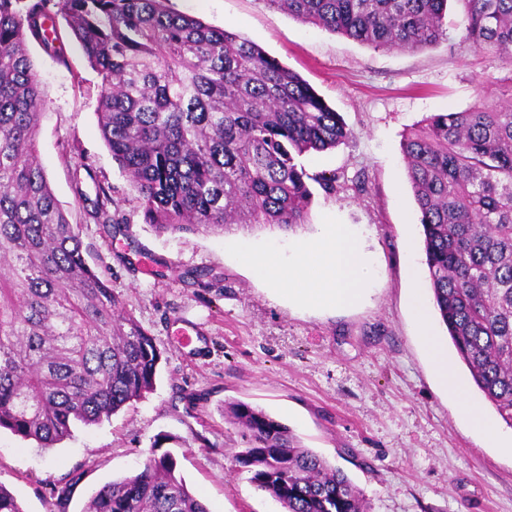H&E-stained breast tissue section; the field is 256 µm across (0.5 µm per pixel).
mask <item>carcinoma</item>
Masks as SVG:
<instances>
[{"label": "carcinoma", "mask_w": 512, "mask_h": 512, "mask_svg": "<svg viewBox=\"0 0 512 512\" xmlns=\"http://www.w3.org/2000/svg\"><path fill=\"white\" fill-rule=\"evenodd\" d=\"M361 44L418 51L447 37L448 0H264ZM465 38L512 67V0H459ZM61 17L101 78L102 135L158 233H230L307 223L297 159L353 135L292 70L229 29L166 0H0V430L40 448L152 390L163 351L83 254L36 154L43 90L24 47L60 56L44 21ZM435 310L475 386L512 426V104L480 85L463 111L435 112L403 139ZM87 214L112 226L99 189ZM166 271L207 288L209 270ZM164 271V272H166ZM159 272V275H164ZM247 447L250 482L285 512H365L340 469L287 425L224 407ZM0 512H23L0 485ZM83 512H208L176 459L151 453L96 490Z\"/></svg>", "instance_id": "cac0c4a2"}]
</instances>
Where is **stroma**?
Returning <instances> with one entry per match:
<instances>
[{
	"label": "stroma",
	"instance_id": "35a3bbf8",
	"mask_svg": "<svg viewBox=\"0 0 512 512\" xmlns=\"http://www.w3.org/2000/svg\"><path fill=\"white\" fill-rule=\"evenodd\" d=\"M169 8L228 27L297 72L352 130L345 143L300 158L313 175L308 223L285 233L263 225L227 235L160 234L146 224L138 192L113 160L97 107L101 79L65 25V59L27 41L44 91L38 158L87 263L108 280L164 351L153 390L97 425L76 424L43 452L0 431V483L24 512H82L90 492L135 474L153 441L169 435L188 488L209 512H284L235 460L244 443L224 418L241 401L288 425L305 447L341 468L368 512H512V450L484 444L438 380L413 312L415 278L426 275L417 207L401 152L403 135L433 112L463 111L479 84L512 66L464 37L463 8L450 0L448 37L414 52L376 49L303 23L263 0H168ZM336 177L324 192L319 176ZM110 190L122 227L109 237L79 194ZM353 225L376 274L367 296L345 309L306 307L254 276L245 251L288 256L321 225ZM206 269L212 287L156 275L157 262ZM201 340L183 345L182 331ZM73 484L66 500L52 490Z\"/></svg>",
	"mask_w": 512,
	"mask_h": 512
}]
</instances>
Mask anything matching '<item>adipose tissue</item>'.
Instances as JSON below:
<instances>
[{
  "label": "adipose tissue",
  "instance_id": "ef3b65f1",
  "mask_svg": "<svg viewBox=\"0 0 512 512\" xmlns=\"http://www.w3.org/2000/svg\"><path fill=\"white\" fill-rule=\"evenodd\" d=\"M244 260L279 293L305 306L349 307L356 304L362 299L372 272L369 257L361 249L353 229L346 224L327 225L322 237L302 240L291 258H283L278 251L268 249L245 254ZM413 302L421 336L443 385L454 395L488 444L504 445L505 432L470 401L447 355L442 353L430 332L426 296L415 292Z\"/></svg>",
  "mask_w": 512,
  "mask_h": 512
}]
</instances>
